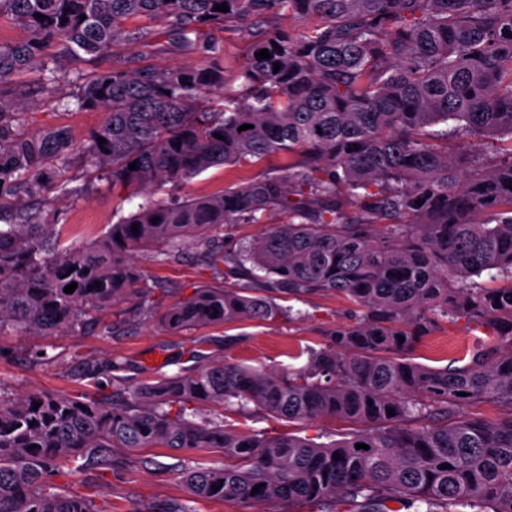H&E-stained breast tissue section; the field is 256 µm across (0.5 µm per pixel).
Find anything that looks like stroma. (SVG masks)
<instances>
[{
    "label": "stroma",
    "mask_w": 512,
    "mask_h": 512,
    "mask_svg": "<svg viewBox=\"0 0 512 512\" xmlns=\"http://www.w3.org/2000/svg\"><path fill=\"white\" fill-rule=\"evenodd\" d=\"M138 52V46L129 45L90 65L64 61L58 70L45 72L38 68L18 79L26 117L17 126V134L28 137L50 128H68L71 146L66 153L69 163L63 177L70 186L80 190L75 201L64 205L59 204L51 189L43 190L35 201L43 210L57 211L60 223L76 225L88 240L104 234L110 224L127 216L132 205L113 194L107 181L87 177L83 147L90 132L104 122V113L81 111L73 104L64 106L60 100L68 94L70 82L77 74L91 69H112ZM40 78L45 79L48 94L36 98L26 94V87ZM282 163V158L276 157L258 167H214L182 184L156 187L155 192L161 199L215 194L244 180L277 175ZM135 263L144 280L143 286L101 313L103 321L118 324L114 334L1 333L0 389L20 395L39 392L72 397L93 395L111 384L108 365L113 359L123 362L120 376L131 385L154 381L181 368H192L189 352L196 347L206 355L233 363L284 368L291 365L292 353L308 346L319 347L327 332L351 322L347 301L332 294L293 302L294 313L289 318L198 326L174 332L162 323L166 311L177 301L193 295L195 289L216 284V277L191 246L187 247L184 258L177 261L160 264L150 255L140 253ZM491 341L483 328L461 317L434 330L416 350L414 359L440 367ZM41 348L47 351L48 362H36L34 352ZM88 360L98 365V373L91 375L85 371L84 363ZM232 422L236 428L269 435L291 431L317 443L339 439L346 430L345 423L340 421L319 419L292 425L261 411L235 416ZM169 454L166 448H143L129 454L124 473L96 483L91 488L92 494L97 501L109 505L112 512H153L163 502L182 498L181 474L168 469Z\"/></svg>",
    "instance_id": "35a3bbf8"
}]
</instances>
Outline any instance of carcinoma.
I'll return each mask as SVG.
<instances>
[{
    "label": "carcinoma",
    "mask_w": 512,
    "mask_h": 512,
    "mask_svg": "<svg viewBox=\"0 0 512 512\" xmlns=\"http://www.w3.org/2000/svg\"><path fill=\"white\" fill-rule=\"evenodd\" d=\"M223 2L228 11L214 10ZM272 15L317 22L271 30ZM4 16L26 38L0 42V117H25L21 100L1 92L15 76L147 48L157 26L203 61L73 82L78 108L107 114L85 144L89 165L140 202L88 242L39 209L0 213V333H96L99 312L141 281L135 253L166 262L188 239L227 285L173 304L170 330L273 320L286 313L275 298L327 292L360 315L304 350L296 368L198 351L192 371L112 395L0 390V512H107L54 479L69 463L84 483L103 480L120 451L139 448L224 454L222 466L181 460L185 497L156 512H194L195 498L278 502L285 512H512V415L463 414L484 398L512 410V0H0ZM245 23L251 52L235 67L214 32ZM263 49L270 58L258 57ZM244 124L252 128L238 131ZM69 140L65 128L20 138L0 123V186L50 187L69 201L77 190L47 168ZM480 140L499 144L495 159L477 152ZM276 156L287 159L277 176L184 201L153 196L212 167ZM268 212L283 220L257 239L226 248L212 233ZM458 317L501 345L473 349L462 365L413 361L427 335ZM204 403L220 410L190 419ZM252 407L351 428L321 444L224 423Z\"/></svg>",
    "instance_id": "1"
}]
</instances>
